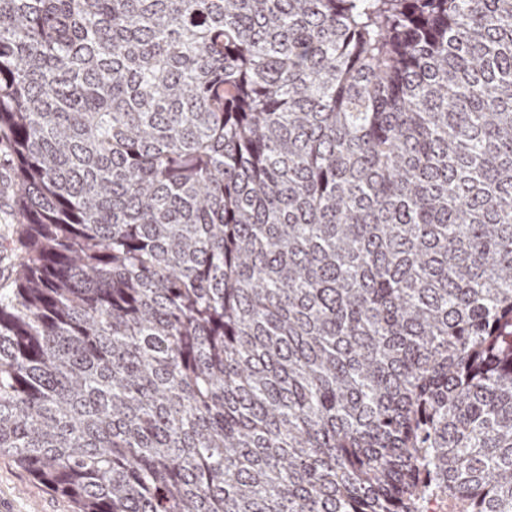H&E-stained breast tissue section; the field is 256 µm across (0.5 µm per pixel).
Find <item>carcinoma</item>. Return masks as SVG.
Listing matches in <instances>:
<instances>
[{"label":"carcinoma","instance_id":"cac0c4a2","mask_svg":"<svg viewBox=\"0 0 512 512\" xmlns=\"http://www.w3.org/2000/svg\"><path fill=\"white\" fill-rule=\"evenodd\" d=\"M1 138L76 512H512V0H0Z\"/></svg>","mask_w":512,"mask_h":512}]
</instances>
